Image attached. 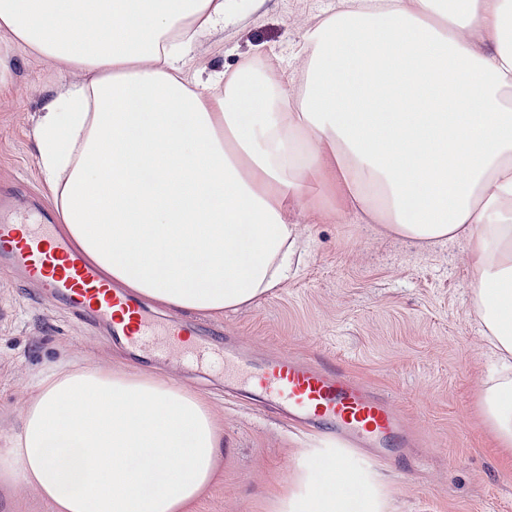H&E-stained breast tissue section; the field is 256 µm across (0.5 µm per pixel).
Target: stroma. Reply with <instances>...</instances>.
<instances>
[{
	"label": "stroma",
	"mask_w": 512,
	"mask_h": 512,
	"mask_svg": "<svg viewBox=\"0 0 512 512\" xmlns=\"http://www.w3.org/2000/svg\"><path fill=\"white\" fill-rule=\"evenodd\" d=\"M337 0H243L223 29L199 38L184 73L243 62L302 70L304 35ZM80 72L14 42L0 55V190L51 201L35 131L43 109ZM300 258L282 287L234 311L201 313L245 355L338 364L400 410L420 445L410 464H368L384 512H512V447L482 408L489 378L484 325L469 295L464 243L432 248L383 225L336 216L327 199L292 213ZM72 368L155 374L199 394L224 433L213 479L188 512H273L326 441L291 425L248 391H226L208 354L133 356L93 324L0 270V449L21 426L41 380ZM0 512H52L25 483L0 484Z\"/></svg>",
	"instance_id": "stroma-1"
}]
</instances>
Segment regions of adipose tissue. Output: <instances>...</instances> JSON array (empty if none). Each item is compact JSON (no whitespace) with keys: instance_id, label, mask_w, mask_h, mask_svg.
<instances>
[{"instance_id":"obj_1","label":"adipose tissue","mask_w":512,"mask_h":512,"mask_svg":"<svg viewBox=\"0 0 512 512\" xmlns=\"http://www.w3.org/2000/svg\"><path fill=\"white\" fill-rule=\"evenodd\" d=\"M232 0H0V31L81 71L47 102L39 166L80 247L141 298L220 312L287 280L313 186L423 246L465 243L497 359L484 414L512 447V0H357L304 35L293 95L250 68L181 66ZM224 442L154 375H47L0 480L53 512H184ZM365 474L308 465L276 512H351Z\"/></svg>"}]
</instances>
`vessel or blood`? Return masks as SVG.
<instances>
[{
	"label": "vessel or blood",
	"mask_w": 512,
	"mask_h": 512,
	"mask_svg": "<svg viewBox=\"0 0 512 512\" xmlns=\"http://www.w3.org/2000/svg\"><path fill=\"white\" fill-rule=\"evenodd\" d=\"M29 213L18 194H0V265L13 269L20 282L38 284L131 350L162 356L173 346L189 353L197 348L204 335L198 323L161 322L61 233L51 209L38 208L34 222ZM224 366L231 379L277 404L290 421L363 457H380L387 446H412L394 405L340 368L290 357L249 365L231 349L224 352Z\"/></svg>",
	"instance_id": "1"
}]
</instances>
